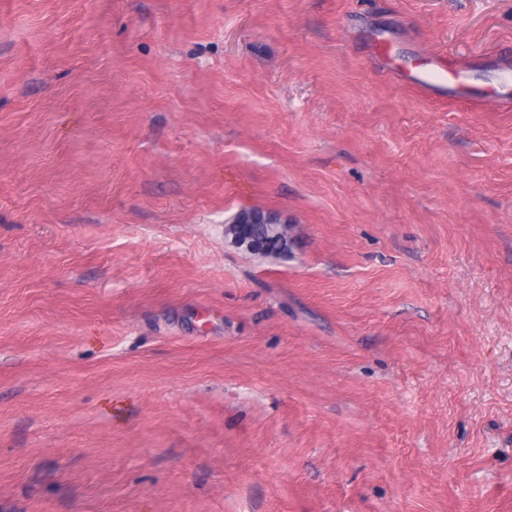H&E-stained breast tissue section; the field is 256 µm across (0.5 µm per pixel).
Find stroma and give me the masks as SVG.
Wrapping results in <instances>:
<instances>
[{"instance_id": "35a3bbf8", "label": "stroma", "mask_w": 512, "mask_h": 512, "mask_svg": "<svg viewBox=\"0 0 512 512\" xmlns=\"http://www.w3.org/2000/svg\"><path fill=\"white\" fill-rule=\"evenodd\" d=\"M379 38L512 0H0V512H512V107ZM253 211L238 212L232 222L238 225L235 232L232 234L234 244L249 252H256L255 249L259 248L262 244V240L252 231L254 224H264L265 226L284 225L279 216L273 212Z\"/></svg>"}]
</instances>
